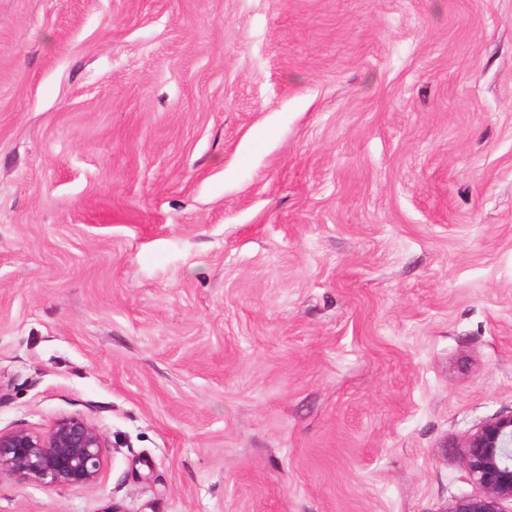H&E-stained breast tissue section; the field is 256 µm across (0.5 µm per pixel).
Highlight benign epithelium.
I'll return each mask as SVG.
<instances>
[{"mask_svg": "<svg viewBox=\"0 0 512 512\" xmlns=\"http://www.w3.org/2000/svg\"><path fill=\"white\" fill-rule=\"evenodd\" d=\"M443 447L458 449L477 492L451 499L438 512H512V411L482 422L459 440H445ZM105 448L103 434L81 415L63 417L46 431H0V478L90 487L99 478Z\"/></svg>", "mask_w": 512, "mask_h": 512, "instance_id": "obj_1", "label": "benign epithelium"}]
</instances>
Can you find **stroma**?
Returning <instances> with one entry per match:
<instances>
[{
    "label": "stroma",
    "mask_w": 512,
    "mask_h": 512,
    "mask_svg": "<svg viewBox=\"0 0 512 512\" xmlns=\"http://www.w3.org/2000/svg\"><path fill=\"white\" fill-rule=\"evenodd\" d=\"M0 512H438L512 410V0H0ZM105 448L103 434L81 415L58 419L46 431L0 430V478L90 487L99 478Z\"/></svg>",
    "instance_id": "stroma-1"
}]
</instances>
